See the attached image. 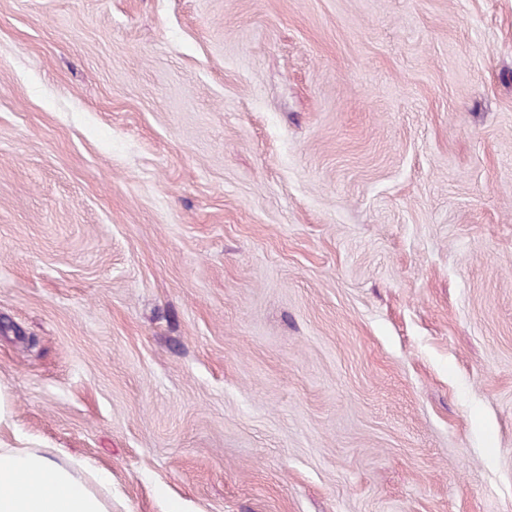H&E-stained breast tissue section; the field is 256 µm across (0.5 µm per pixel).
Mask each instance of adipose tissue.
<instances>
[{
	"label": "adipose tissue",
	"mask_w": 512,
	"mask_h": 512,
	"mask_svg": "<svg viewBox=\"0 0 512 512\" xmlns=\"http://www.w3.org/2000/svg\"><path fill=\"white\" fill-rule=\"evenodd\" d=\"M0 512H112V479L61 450L0 438Z\"/></svg>",
	"instance_id": "obj_1"
}]
</instances>
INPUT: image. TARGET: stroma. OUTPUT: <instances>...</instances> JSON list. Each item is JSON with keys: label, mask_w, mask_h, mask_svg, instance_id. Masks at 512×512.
I'll return each instance as SVG.
<instances>
[{"label": "stroma", "mask_w": 512, "mask_h": 512, "mask_svg": "<svg viewBox=\"0 0 512 512\" xmlns=\"http://www.w3.org/2000/svg\"><path fill=\"white\" fill-rule=\"evenodd\" d=\"M0 385L112 512H512V0H0Z\"/></svg>", "instance_id": "1"}]
</instances>
